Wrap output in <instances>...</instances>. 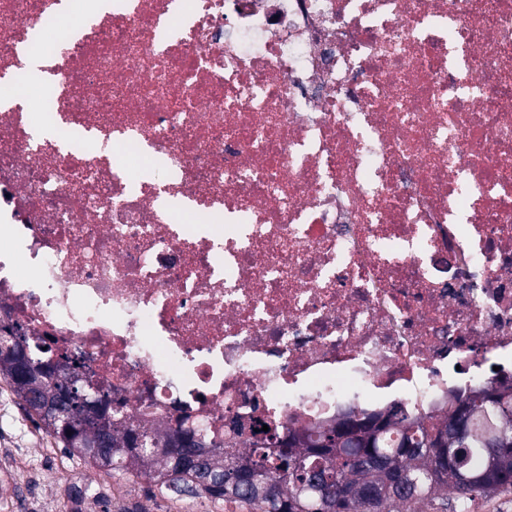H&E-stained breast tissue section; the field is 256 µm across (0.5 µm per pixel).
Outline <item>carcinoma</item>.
<instances>
[{"instance_id":"1","label":"carcinoma","mask_w":512,"mask_h":512,"mask_svg":"<svg viewBox=\"0 0 512 512\" xmlns=\"http://www.w3.org/2000/svg\"><path fill=\"white\" fill-rule=\"evenodd\" d=\"M22 370L15 360L0 355V378L7 381L26 411L50 433L56 444L70 455L98 468L131 472L149 478L161 492L210 498L199 478L212 471L224 477L220 500H235L243 512H306L292 502L294 485L304 479L299 461L316 463L314 477L327 476L329 488L340 496L352 489L347 500L337 503L340 512H471L476 500L512 490V447L481 448L479 438L491 428H501L512 438V377L490 379L467 393H454V402L441 415L418 416L400 404L387 410L395 425L378 436H370L369 448L336 447L334 434L345 435L364 427L372 414L361 412L360 422L339 421L314 431L297 429L288 423L274 425L275 434L264 433L242 451L207 449L202 465H180L157 449L165 447L172 433L160 435L91 407L76 405L69 426L41 415L47 401L56 397L54 375L32 380V387L19 383ZM473 412V431L457 438L448 449L428 445L431 433L448 432L452 420ZM104 434L112 443V454L98 455L81 446L86 433ZM259 472L268 484L264 495L247 485V477ZM372 487L375 500L355 492Z\"/></svg>"}]
</instances>
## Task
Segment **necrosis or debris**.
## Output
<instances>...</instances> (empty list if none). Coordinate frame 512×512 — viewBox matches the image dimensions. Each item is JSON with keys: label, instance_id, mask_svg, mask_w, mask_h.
<instances>
[{"label": "necrosis or debris", "instance_id": "4bbe7bcc", "mask_svg": "<svg viewBox=\"0 0 512 512\" xmlns=\"http://www.w3.org/2000/svg\"><path fill=\"white\" fill-rule=\"evenodd\" d=\"M58 2L0 0V322L218 439L512 373V0Z\"/></svg>", "mask_w": 512, "mask_h": 512}]
</instances>
